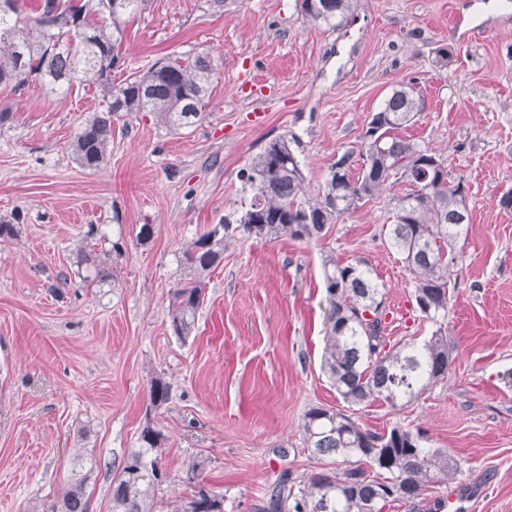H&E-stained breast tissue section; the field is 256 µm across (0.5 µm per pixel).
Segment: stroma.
<instances>
[{"label": "stroma", "mask_w": 512, "mask_h": 512, "mask_svg": "<svg viewBox=\"0 0 512 512\" xmlns=\"http://www.w3.org/2000/svg\"><path fill=\"white\" fill-rule=\"evenodd\" d=\"M123 50L117 84L188 52L209 55L218 74L191 128L119 113L98 171L71 152L99 106L94 85L0 87L11 112L0 125V221L15 226L0 239V512H49L79 471L89 512H112V478L147 426L162 435L159 512L190 496L193 461L232 512H256L282 471L303 482L334 468L303 432L310 408L344 406L321 368L324 257L361 262L384 284L390 341L434 330L387 240L406 183L343 213L319 240L228 242L187 340L172 333L169 304L183 251L248 204L242 174L269 140H299L317 198L330 165L410 82L424 105L402 137L440 155L466 191L449 366L406 406L375 402L352 417L376 432L423 428L461 466L417 507L385 512H430L464 490L476 512H512V387L501 379L512 370V0H354L339 28L310 22L296 0H147ZM157 379L170 387L158 408Z\"/></svg>", "instance_id": "35a3bbf8"}]
</instances>
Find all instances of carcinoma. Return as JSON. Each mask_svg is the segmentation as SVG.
I'll return each mask as SVG.
<instances>
[{"label":"carcinoma","instance_id":"carcinoma-1","mask_svg":"<svg viewBox=\"0 0 512 512\" xmlns=\"http://www.w3.org/2000/svg\"><path fill=\"white\" fill-rule=\"evenodd\" d=\"M146 0H3L0 5V85L18 90L31 77L51 85L89 82L101 92L99 109L71 143L83 168H102L112 152V116L150 112L170 131L200 120L205 95L216 71L211 59L188 54L168 57L120 85L112 70L120 66L126 24ZM353 0H301L302 16L316 24L342 26ZM422 95L413 84L394 89L384 107L372 115L367 139L360 145L361 172L350 173L352 153H344L340 170L329 168L322 197L306 198L302 164L291 141L280 136L267 143L244 175L252 192L237 217L224 216L189 245L183 264L195 271L174 289L169 308L175 336L187 339L203 301L202 275L224 257V241L238 236L299 241L318 240L344 212L377 197L390 178L411 168L421 181L394 199L401 206L388 224V241L412 276L416 308L435 326L420 342L389 343L383 336L384 292L361 263L323 261L326 290L322 369L348 406L382 401L395 408L418 399L448 372L449 351L443 336L450 303L448 284L458 265V239L467 232L461 220L463 182L448 180L444 160L399 135L421 112ZM373 317L368 318L365 313ZM151 404L169 400V386L157 379ZM308 448L335 456L345 468L316 473L294 488L281 473L263 512H384L395 503L416 506L429 483H445L458 463L440 449L425 446L421 429L394 426L379 433L364 429L340 410L313 407L304 415ZM140 447L129 454L112 478V512H155L156 490L164 472L159 466L161 433L147 426ZM57 512H88L85 479L69 482ZM174 512H225L224 494L194 486L187 502Z\"/></svg>","mask_w":512,"mask_h":512}]
</instances>
